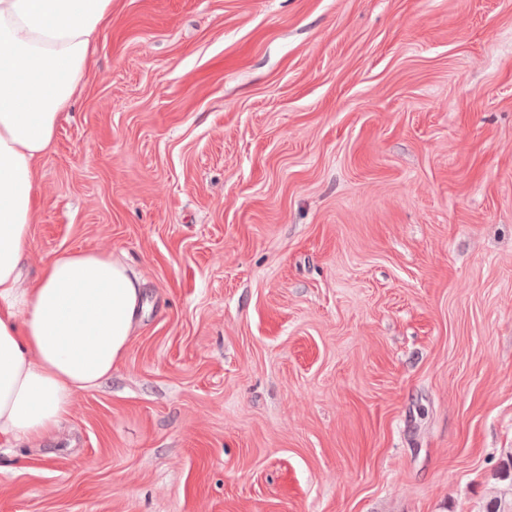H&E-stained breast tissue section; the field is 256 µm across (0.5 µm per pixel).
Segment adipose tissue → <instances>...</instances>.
<instances>
[{
  "mask_svg": "<svg viewBox=\"0 0 512 512\" xmlns=\"http://www.w3.org/2000/svg\"><path fill=\"white\" fill-rule=\"evenodd\" d=\"M112 0H0V440L54 437L75 396L112 376L141 309V283L111 255L21 270L38 203L36 166L79 92Z\"/></svg>",
  "mask_w": 512,
  "mask_h": 512,
  "instance_id": "adipose-tissue-1",
  "label": "adipose tissue"
}]
</instances>
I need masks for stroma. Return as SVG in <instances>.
Masks as SVG:
<instances>
[{"label": "stroma", "instance_id": "stroma-1", "mask_svg": "<svg viewBox=\"0 0 512 512\" xmlns=\"http://www.w3.org/2000/svg\"><path fill=\"white\" fill-rule=\"evenodd\" d=\"M37 184L144 309L0 512L512 495V0H112Z\"/></svg>", "mask_w": 512, "mask_h": 512}]
</instances>
